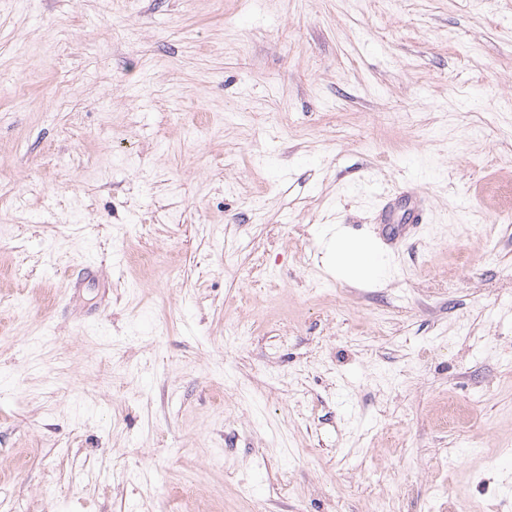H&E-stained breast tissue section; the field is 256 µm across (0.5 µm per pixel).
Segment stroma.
<instances>
[{"instance_id": "35a3bbf8", "label": "stroma", "mask_w": 512, "mask_h": 512, "mask_svg": "<svg viewBox=\"0 0 512 512\" xmlns=\"http://www.w3.org/2000/svg\"><path fill=\"white\" fill-rule=\"evenodd\" d=\"M248 495L512 512V0H0V512ZM393 200L388 201L380 214L382 235L391 243H396L405 238L419 224H423L424 214L420 205L409 198L405 201L403 213L398 219L394 217ZM329 256L336 276L352 282L374 283L386 276V264L375 260L369 241L351 238L336 229L330 238Z\"/></svg>"}]
</instances>
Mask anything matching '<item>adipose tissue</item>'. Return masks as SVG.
Wrapping results in <instances>:
<instances>
[{
  "instance_id": "adipose-tissue-1",
  "label": "adipose tissue",
  "mask_w": 512,
  "mask_h": 512,
  "mask_svg": "<svg viewBox=\"0 0 512 512\" xmlns=\"http://www.w3.org/2000/svg\"><path fill=\"white\" fill-rule=\"evenodd\" d=\"M329 256L337 277L362 283H374L386 275L384 261L375 259L369 241L334 232L329 242Z\"/></svg>"
}]
</instances>
